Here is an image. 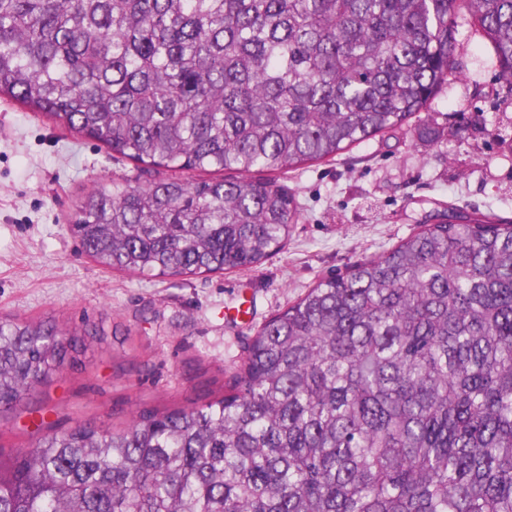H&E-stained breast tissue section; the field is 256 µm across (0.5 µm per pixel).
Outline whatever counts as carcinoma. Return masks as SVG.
Here are the masks:
<instances>
[{"mask_svg":"<svg viewBox=\"0 0 512 512\" xmlns=\"http://www.w3.org/2000/svg\"><path fill=\"white\" fill-rule=\"evenodd\" d=\"M512 82V0H0V95L172 172L77 208L97 265L249 271L277 180L400 129L449 81L456 11ZM104 340L0 319V412ZM0 512H512V221L455 207L251 337L224 394L0 447Z\"/></svg>","mask_w":512,"mask_h":512,"instance_id":"cac0c4a2","label":"carcinoma"}]
</instances>
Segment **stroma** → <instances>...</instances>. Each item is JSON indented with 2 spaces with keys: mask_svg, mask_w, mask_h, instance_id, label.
<instances>
[{
  "mask_svg": "<svg viewBox=\"0 0 512 512\" xmlns=\"http://www.w3.org/2000/svg\"><path fill=\"white\" fill-rule=\"evenodd\" d=\"M453 61L458 79L420 117L285 178L301 214L279 253L250 271L193 277L105 270L82 254L71 230L79 200L95 184L146 183L156 171L0 97V317L48 313L106 333L82 370L0 413V447L28 445L47 426L118 429L139 410L219 391L263 323L390 249L438 205L511 221L512 83L463 17Z\"/></svg>",
  "mask_w": 512,
  "mask_h": 512,
  "instance_id": "stroma-1",
  "label": "stroma"
}]
</instances>
